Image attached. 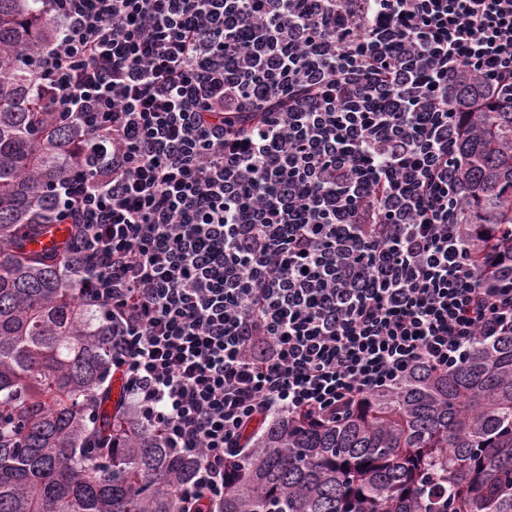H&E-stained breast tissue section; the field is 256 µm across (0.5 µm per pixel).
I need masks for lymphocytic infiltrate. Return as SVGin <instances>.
<instances>
[{
  "label": "lymphocytic infiltrate",
  "mask_w": 512,
  "mask_h": 512,
  "mask_svg": "<svg viewBox=\"0 0 512 512\" xmlns=\"http://www.w3.org/2000/svg\"><path fill=\"white\" fill-rule=\"evenodd\" d=\"M78 295L137 423L201 464L281 415L324 424L512 333V268L462 242L455 82L512 93V0H39ZM262 92V123H243Z\"/></svg>",
  "instance_id": "1"
}]
</instances>
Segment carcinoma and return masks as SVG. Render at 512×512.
Instances as JSON below:
<instances>
[{
    "instance_id": "obj_1",
    "label": "carcinoma",
    "mask_w": 512,
    "mask_h": 512,
    "mask_svg": "<svg viewBox=\"0 0 512 512\" xmlns=\"http://www.w3.org/2000/svg\"><path fill=\"white\" fill-rule=\"evenodd\" d=\"M36 0H0V512H187L201 462L141 430L112 399V326L75 291L68 224L50 253L52 188L84 135L44 112L25 54L47 43ZM477 104L462 136L464 239L481 279L486 251H512V106ZM192 512H512V333L477 340L449 371L417 369L321 426L282 416L227 466L224 497Z\"/></svg>"
}]
</instances>
